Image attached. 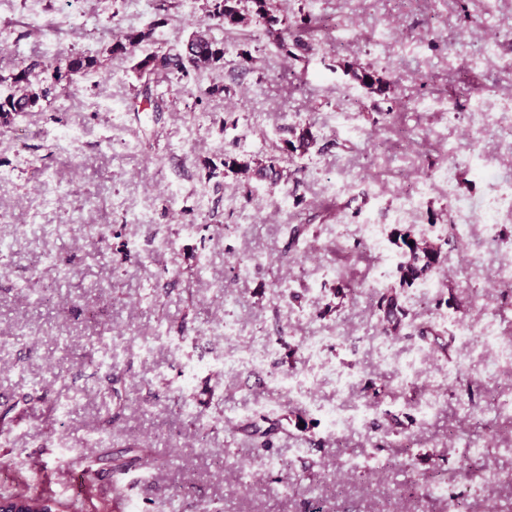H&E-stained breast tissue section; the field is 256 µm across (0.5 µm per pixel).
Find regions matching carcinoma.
<instances>
[{
	"mask_svg": "<svg viewBox=\"0 0 512 512\" xmlns=\"http://www.w3.org/2000/svg\"><path fill=\"white\" fill-rule=\"evenodd\" d=\"M279 8L274 0H212L208 18L213 26L229 31L238 26H249L260 31L269 42L281 50H288L283 34L292 37V46H305L303 33L307 32L305 20H300L297 32L291 31L290 20L277 15ZM155 26L143 29H130L116 37L109 52L114 57H133L136 52L154 41ZM251 60V53L243 51L237 58H227L224 43L201 32L189 38L181 49H157L147 54L134 66L139 79L149 85L154 76L163 73L181 83L187 81L200 69L218 68L224 65H240ZM97 57L84 53H75L62 60L44 62L32 60L21 66L12 75L15 92L0 97V117L6 119L13 114H21L35 107L39 101L49 98L59 85H73L82 78L99 69ZM353 77L364 87L382 92L385 90L382 79L376 76L371 67L351 69ZM295 139L285 141L282 151L290 155L302 156L314 143L310 127L301 123L295 125ZM280 158L271 155L265 159L245 157L241 154H226L221 164L224 172L235 175L238 190L243 197L251 194V183L254 180L266 181L277 187L283 177L279 165ZM393 242L400 249V261L396 272L399 282L411 285L418 279L427 277L442 264L443 246L448 241H431L423 237L417 238L411 231H399L393 234ZM378 310L382 312L381 321L386 331L394 336L400 335L404 327L406 312L399 304L396 294L391 291L382 293L378 298ZM413 334L431 346L444 350L453 337H444L435 326L425 322L413 327ZM279 418L266 417L263 424L250 420H241L234 425V430L261 447L259 458H264L274 448V438L281 431ZM96 460H107L112 463V472L123 475L128 471L151 463V455L146 449L130 445L123 454L114 456L108 452L96 457ZM0 500L17 512H52L62 510V503L47 492H0Z\"/></svg>",
	"mask_w": 512,
	"mask_h": 512,
	"instance_id": "carcinoma-1",
	"label": "carcinoma"
}]
</instances>
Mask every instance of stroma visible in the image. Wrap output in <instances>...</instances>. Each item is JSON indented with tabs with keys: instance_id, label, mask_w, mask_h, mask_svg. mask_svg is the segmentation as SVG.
<instances>
[{
	"instance_id": "1",
	"label": "stroma",
	"mask_w": 512,
	"mask_h": 512,
	"mask_svg": "<svg viewBox=\"0 0 512 512\" xmlns=\"http://www.w3.org/2000/svg\"><path fill=\"white\" fill-rule=\"evenodd\" d=\"M210 0H41L31 17L26 0H0V95L21 60L63 58L85 51L102 61L98 73L57 91L32 111L0 119V238L14 253L0 266V337L12 342L0 365V488L50 491L81 512H157L187 490L181 512L210 504L223 512H309L313 497L324 512H448L447 500L418 492L399 497L410 478L442 471L448 490L464 495L472 512H512V488L494 491L469 477L468 467L505 463L498 447L512 427L491 409L490 392L512 385V367L493 373L481 337L456 339L450 351L428 350L414 376L400 358L425 349L415 337L389 336L370 301L375 290L398 289L412 324L433 323L454 334L463 322L486 316L501 339H512V289L497 269L512 260V219L486 233L484 210L506 194L483 177L500 165V141L512 130V0H498L485 18L484 0H278L279 14H311L336 23L335 45L321 31L307 34L309 50L286 55L259 49L248 28L226 34L229 55L251 51L243 68L203 70L178 86L157 76L149 95L134 59L108 49L122 31L164 19L160 47H179L203 24ZM373 66L385 92L354 82L346 69ZM220 93H213V86ZM395 116L391 126L382 113ZM316 138L306 157L283 161L287 185L241 198L233 177L210 173L209 162L240 151L262 156L290 139L296 123ZM79 128L82 138L62 150L55 138ZM316 169L305 168L306 160ZM451 184H443V174ZM60 182L62 205H45L44 186ZM417 193L407 229L429 235L453 224L456 201L472 206V224L448 244L441 269L443 295L458 296L463 311H430L416 286L400 287L392 207L398 194ZM145 211L146 221L133 215ZM382 227L380 248L356 246L357 227ZM197 224L189 236L186 223ZM304 224L298 246L290 231ZM106 242H98L99 233ZM486 253L482 269L466 256ZM76 259L61 281L50 259ZM224 282L223 292L196 281V264ZM291 273L292 293L274 286ZM41 277L52 290L45 305L27 303L25 280ZM318 292H311V279ZM353 291L339 292L341 281ZM235 323V340L212 335L217 316ZM128 344L118 361L126 396L121 410H105L107 382L97 335ZM320 340L309 357L306 347ZM263 355L257 368L217 371L221 353ZM197 365L183 382L185 365ZM292 371L308 378L302 400L289 402L272 382ZM385 385L364 425L334 435L325 406L361 403L368 383ZM439 410L422 417L429 394ZM283 416L275 441L298 484L282 496L277 466L261 467L253 444L236 435L230 418ZM465 431L482 451L462 458L452 431ZM417 439L411 453L401 441ZM93 435L111 453L148 446L161 465L121 478L126 495L113 502L109 464L86 485L70 469L72 451ZM69 450L60 448V441ZM377 451L378 475L342 477L347 457Z\"/></svg>"
}]
</instances>
